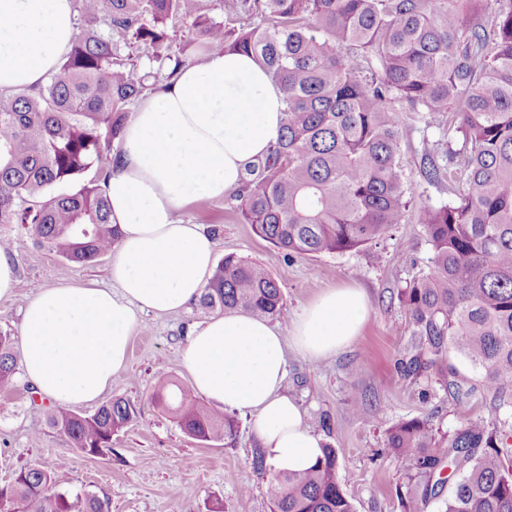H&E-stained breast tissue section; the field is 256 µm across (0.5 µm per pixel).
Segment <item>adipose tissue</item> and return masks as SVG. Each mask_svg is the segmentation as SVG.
<instances>
[{
  "label": "adipose tissue",
  "mask_w": 512,
  "mask_h": 512,
  "mask_svg": "<svg viewBox=\"0 0 512 512\" xmlns=\"http://www.w3.org/2000/svg\"><path fill=\"white\" fill-rule=\"evenodd\" d=\"M76 33L73 0H0V92L44 83ZM284 109L282 91L252 56L224 51L181 68L139 102L104 185L119 230L111 287L46 288L23 310L18 359L40 395L64 407L98 400L127 364L140 313H174L202 296L215 243L178 215L240 188L248 166L276 145ZM368 315L367 295L354 286L321 293L286 334L271 319L227 312L194 326L181 362L198 394L252 417L272 470L304 472L323 445L285 392L288 355L335 356Z\"/></svg>",
  "instance_id": "obj_1"
}]
</instances>
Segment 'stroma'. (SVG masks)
Instances as JSON below:
<instances>
[{
    "mask_svg": "<svg viewBox=\"0 0 512 512\" xmlns=\"http://www.w3.org/2000/svg\"><path fill=\"white\" fill-rule=\"evenodd\" d=\"M438 126L415 133L402 144L403 170L415 202L438 204L448 193L421 175L423 141L441 139ZM233 196L199 199L181 212L182 220L202 225L216 244L217 256L235 254L264 264L280 285L284 309L276 322L289 330L295 313L330 288H364L370 312L355 342L336 357L312 362L288 357L287 392L299 404L305 423L335 448L339 477L355 512H400L396 488L401 465L386 447V429L404 419L429 420L441 431L460 426L455 397L442 386L439 370L417 380L401 376L397 362L411 346L407 316L396 292L428 269L432 247L415 210L380 241L377 253L352 251L314 257H287L241 223ZM18 266L12 297L0 299V329L18 334L22 311L40 290L59 285L108 283L110 255L76 264L38 248L30 225L2 224ZM212 310L191 303L181 312L142 315L132 334L129 362L104 400L120 395L141 409L138 420L112 438V448L91 456L72 448L51 428V404L23 374L11 390L0 392V485L21 468L38 464L57 474L59 491L86 490L109 505V512H271L266 481L253 468L259 444L249 415L236 414L231 439L201 441L188 435L174 415L153 398L159 379L191 389L180 364V350L191 325L212 317ZM366 399L356 415L353 395Z\"/></svg>",
    "mask_w": 512,
    "mask_h": 512,
    "instance_id": "stroma-1",
    "label": "stroma"
}]
</instances>
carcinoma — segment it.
Listing matches in <instances>:
<instances>
[{
    "instance_id": "obj_1",
    "label": "carcinoma",
    "mask_w": 512,
    "mask_h": 512,
    "mask_svg": "<svg viewBox=\"0 0 512 512\" xmlns=\"http://www.w3.org/2000/svg\"><path fill=\"white\" fill-rule=\"evenodd\" d=\"M74 10L77 34L57 72L0 97V224L32 225L36 244L69 262L112 250L118 232L101 184L48 189L112 163L104 152L121 145L131 106L183 66L161 46L169 22L189 18L209 48L252 56L284 95L282 133L236 195L240 221L287 255L358 251L402 223L413 191L400 147L420 128L398 113L448 114L460 147L423 142L422 176L448 187V200L418 209L432 257L397 291L412 336L400 367L418 379L453 351L479 371L495 409L512 406V0H224L222 21L196 13V0H74ZM132 39L153 48L149 65L123 55ZM199 303L274 318L283 293L265 266L227 254ZM15 368L13 338L0 331V389ZM448 375L458 402L477 391ZM173 387L158 380L155 399L187 434L233 436V418ZM139 415L116 396L90 415L59 407L49 424L99 455ZM508 439L469 415L452 433L418 418L387 428L401 512H423L448 472L444 512H512ZM323 451L304 472L275 473L256 458L273 512H354L335 449ZM0 501L7 512H109L93 493L55 490L36 465L1 486Z\"/></svg>"
}]
</instances>
